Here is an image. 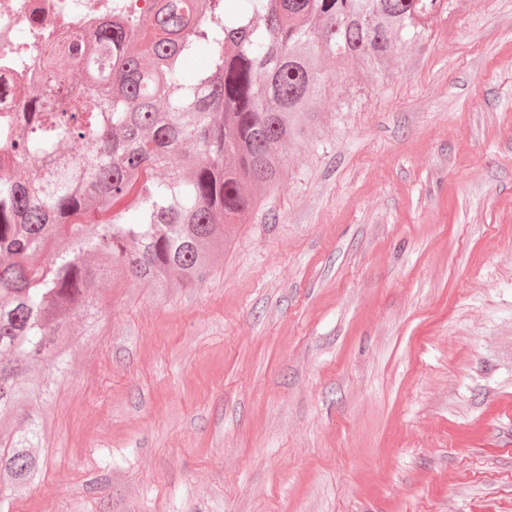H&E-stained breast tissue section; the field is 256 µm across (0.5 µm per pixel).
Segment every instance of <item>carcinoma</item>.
Wrapping results in <instances>:
<instances>
[{
    "label": "carcinoma",
    "instance_id": "1",
    "mask_svg": "<svg viewBox=\"0 0 512 512\" xmlns=\"http://www.w3.org/2000/svg\"><path fill=\"white\" fill-rule=\"evenodd\" d=\"M121 2L45 58L0 116V512L40 478L35 449L75 318L105 280L196 285L258 192L286 174L335 71L384 76L447 0ZM207 65L189 74L185 59ZM84 84L63 83L74 57Z\"/></svg>",
    "mask_w": 512,
    "mask_h": 512
}]
</instances>
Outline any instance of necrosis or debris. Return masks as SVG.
Returning a JSON list of instances; mask_svg holds the SVG:
<instances>
[{"label": "necrosis or debris", "instance_id": "necrosis-or-debris-1", "mask_svg": "<svg viewBox=\"0 0 512 512\" xmlns=\"http://www.w3.org/2000/svg\"><path fill=\"white\" fill-rule=\"evenodd\" d=\"M112 0H0V112L42 72L50 46L72 44L107 20Z\"/></svg>", "mask_w": 512, "mask_h": 512}]
</instances>
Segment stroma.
I'll return each mask as SVG.
<instances>
[{
    "label": "stroma",
    "mask_w": 512,
    "mask_h": 512,
    "mask_svg": "<svg viewBox=\"0 0 512 512\" xmlns=\"http://www.w3.org/2000/svg\"><path fill=\"white\" fill-rule=\"evenodd\" d=\"M338 84L202 285L99 290L10 512H512V0Z\"/></svg>",
    "instance_id": "stroma-1"
}]
</instances>
